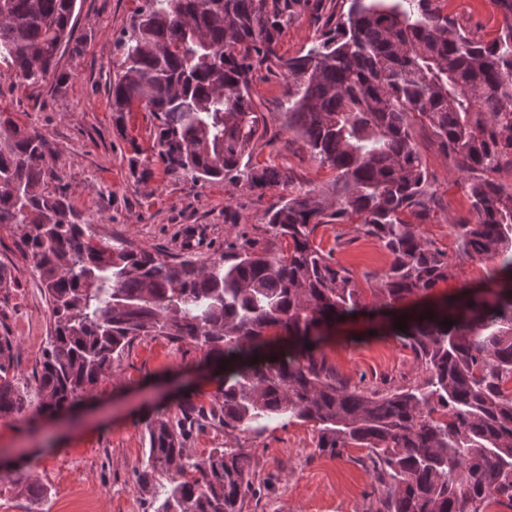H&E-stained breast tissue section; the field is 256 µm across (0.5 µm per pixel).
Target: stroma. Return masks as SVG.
Returning <instances> with one entry per match:
<instances>
[{
  "label": "stroma",
  "mask_w": 512,
  "mask_h": 512,
  "mask_svg": "<svg viewBox=\"0 0 512 512\" xmlns=\"http://www.w3.org/2000/svg\"><path fill=\"white\" fill-rule=\"evenodd\" d=\"M142 3L77 0L76 39L59 59L58 80L28 86L0 78V112L44 135L74 208L93 224L98 238L120 239L163 258L187 252L202 262L231 231L264 236L266 214L288 188L275 183L253 188L235 178L197 182L170 172L158 156L155 120L143 110L130 112L123 128H116L107 94L117 71L113 43ZM441 7L475 36H496L501 16L492 0H443ZM335 8L336 0H301L281 35L280 53L306 52ZM285 89L282 76L259 66L253 70L250 92L268 131L251 164L291 175L294 189L331 194L335 171L282 125ZM415 135L437 192L417 230L457 263L454 278L433 291L441 299L462 285L481 283L486 266L458 260L453 226L470 210L463 174L423 129ZM135 155L150 162L145 180L131 174L129 159ZM316 240L352 270L364 301L373 302L376 280L390 263L380 244L359 237L352 222L322 226ZM51 334L49 296L22 234L0 227V336L12 341L10 379L24 404L21 412L0 417V455L26 451L28 470L47 490L38 503L0 491V512H155L159 489L170 479L160 475L156 487L146 489L136 483L137 470L147 462L142 418L148 414L174 417L190 404L207 410L188 431L186 448L194 458H205L227 442L223 424L209 415L220 405L219 371L201 351L164 336L136 339L113 360L111 372L76 414L41 420L34 373ZM324 349L340 377L353 385L382 389L422 377L399 337L385 327L367 328L359 315L341 323ZM238 441L252 455L258 489L244 512H376L380 506L367 449L321 451L314 422L273 420L263 431L240 433Z\"/></svg>",
  "instance_id": "stroma-1"
}]
</instances>
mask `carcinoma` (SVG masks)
<instances>
[{"label":"carcinoma","mask_w":512,"mask_h":512,"mask_svg":"<svg viewBox=\"0 0 512 512\" xmlns=\"http://www.w3.org/2000/svg\"><path fill=\"white\" fill-rule=\"evenodd\" d=\"M299 0H145L116 40L119 70L109 95L121 126L135 106L157 121L158 155L173 172L222 180L248 167L267 129L250 93L255 65L286 81L281 115L322 165L336 171L330 202L289 191L268 212L288 257L245 234L224 239L199 264L169 262L122 241L96 238L46 163L34 127L0 113V226L23 240L52 302L53 332L35 380L41 413L78 405L141 336H167L224 365L218 393L224 433L272 419L312 420L319 448L351 445L372 454L382 488L376 512H488L512 504V0H493L498 35L476 39L442 13V0H341L305 54L278 51ZM76 0H0V65L29 86L53 74L74 40ZM430 133L469 174L471 216L454 225L462 257L488 262L484 281L434 301L453 277L448 254L403 215L423 219L435 190L412 126ZM255 186L283 181L274 168L246 175ZM357 218L361 236L391 261L363 302L353 271L315 242L317 229ZM388 315L424 378L392 389L351 386L322 346L337 322ZM405 318L406 329H396ZM453 324L445 325L443 321ZM0 337V415L22 410ZM194 422L147 418L144 485L174 471L156 512H243L256 494L242 446L187 454ZM12 490L46 495L21 461Z\"/></svg>","instance_id":"1"}]
</instances>
